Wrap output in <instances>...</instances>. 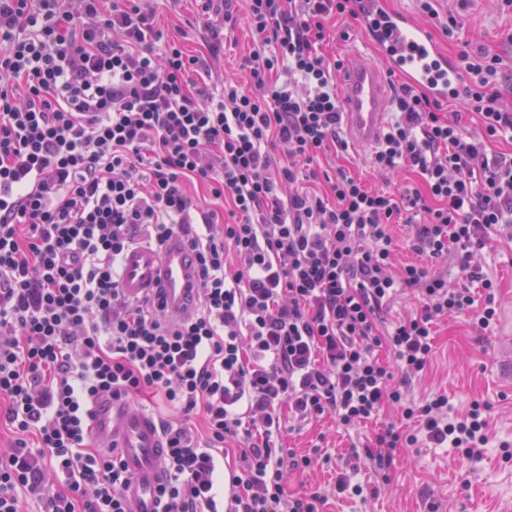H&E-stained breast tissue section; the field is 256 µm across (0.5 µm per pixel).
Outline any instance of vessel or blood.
I'll use <instances>...</instances> for the list:
<instances>
[{"label":"vessel or blood","instance_id":"obj_1","mask_svg":"<svg viewBox=\"0 0 512 512\" xmlns=\"http://www.w3.org/2000/svg\"><path fill=\"white\" fill-rule=\"evenodd\" d=\"M362 37L372 44L382 66L360 65L346 72L343 116L350 141L376 147L390 117L387 72L444 99L461 82V71L431 39L427 27L408 14L388 10L384 0H358ZM187 252L181 240L164 248L142 243L121 261V288L137 299L156 295L167 307L182 305L190 282ZM92 436L120 448L133 480L125 489L132 512H162L166 484L162 431L152 416L124 401L105 399L93 410Z\"/></svg>","mask_w":512,"mask_h":512}]
</instances>
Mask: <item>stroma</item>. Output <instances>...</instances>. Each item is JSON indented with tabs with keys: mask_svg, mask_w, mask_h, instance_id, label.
Listing matches in <instances>:
<instances>
[{
	"mask_svg": "<svg viewBox=\"0 0 512 512\" xmlns=\"http://www.w3.org/2000/svg\"><path fill=\"white\" fill-rule=\"evenodd\" d=\"M443 16L453 15L459 28L433 35L449 56L485 47L499 53L505 69H512V0H432ZM162 21L181 26L189 36L187 53L206 52L204 40L194 34L198 12L196 0H157ZM335 33L325 47L329 57L343 67L376 63L373 49L364 44L359 25L350 19L331 21ZM253 47L247 19L225 35L219 68L225 77L241 80L242 58ZM347 142L348 134H341ZM368 151L349 146L331 151L320 162L318 187L327 177L345 169L373 189L383 187L384 178L370 166ZM483 274L498 283V320L491 333H481L470 315H453L434 327V356L427 372L409 387L415 400L429 393L447 395L451 416L467 414L472 402L487 407L488 442L480 458L468 460L452 448H431L417 442L395 451L390 482L376 488V474L365 459L356 457V446L373 441L393 418L384 411L352 431L343 430L333 415L326 414L299 429L283 431L281 444L299 455L316 454L313 467L288 472L284 492L301 496L334 483L337 473H346L361 485L362 495H330L319 503L318 512H512V460L502 457L501 443H512V241H490L478 257Z\"/></svg>",
	"mask_w": 512,
	"mask_h": 512,
	"instance_id": "1",
	"label": "stroma"
}]
</instances>
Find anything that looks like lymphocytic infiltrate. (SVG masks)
<instances>
[{"label":"lymphocytic infiltrate","instance_id":"1","mask_svg":"<svg viewBox=\"0 0 512 512\" xmlns=\"http://www.w3.org/2000/svg\"><path fill=\"white\" fill-rule=\"evenodd\" d=\"M197 31L220 41L237 16L201 0ZM355 0H243L255 47L248 83L187 55L144 0H0V512H130L118 449L92 443V405L150 396L164 426V512H317L320 493L285 497L310 457L281 448V405L352 429L392 406L420 435L388 424L362 454L388 474L393 451L425 439L470 453L486 445V408L448 415L415 403L435 321L496 323L497 283L472 260L490 234L512 241V74L498 53L464 54L451 102L471 132L408 83L371 156L421 187L373 191L346 172L314 185L341 125L336 63L320 48ZM283 72L284 83L273 73ZM410 249L455 257L463 285L436 266L394 268L392 228ZM182 239L195 282L183 307L125 298L121 260L135 242ZM479 283L483 302L471 289ZM420 303L383 326L398 290ZM393 356L384 362L378 348ZM65 477L54 489L49 473Z\"/></svg>","mask_w":512,"mask_h":512}]
</instances>
